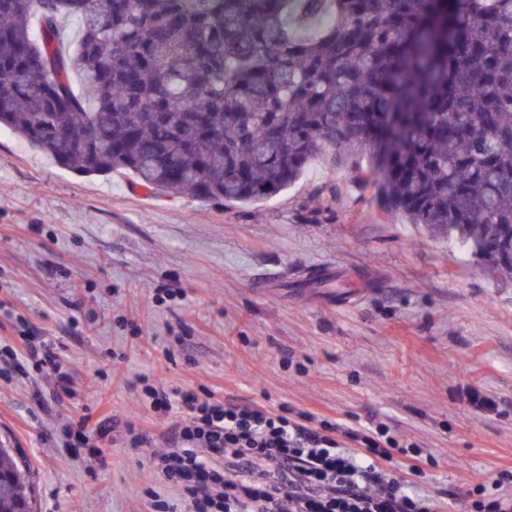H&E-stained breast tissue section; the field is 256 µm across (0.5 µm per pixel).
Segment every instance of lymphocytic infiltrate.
Returning <instances> with one entry per match:
<instances>
[{"label":"lymphocytic infiltrate","instance_id":"obj_1","mask_svg":"<svg viewBox=\"0 0 512 512\" xmlns=\"http://www.w3.org/2000/svg\"><path fill=\"white\" fill-rule=\"evenodd\" d=\"M33 364L45 374L54 399L73 398L72 371L63 370L52 344L22 333L0 339V373ZM152 417L170 425L161 438L127 421L126 447L149 450L150 478L144 489L161 512L175 495L186 512H437L435 498L409 491L422 476L424 450L400 443L385 425L368 428L294 412L270 410L254 401L225 400L210 390L167 387L144 375L130 383ZM111 415L83 414L63 428L66 448H83L110 433ZM408 460L398 471L396 459ZM512 470L491 484H477L464 501L467 512H512Z\"/></svg>","mask_w":512,"mask_h":512}]
</instances>
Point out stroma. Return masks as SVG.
I'll return each mask as SVG.
<instances>
[{
    "mask_svg": "<svg viewBox=\"0 0 512 512\" xmlns=\"http://www.w3.org/2000/svg\"><path fill=\"white\" fill-rule=\"evenodd\" d=\"M371 195L348 168L318 162L264 201L158 194L127 172L58 166L0 128V333L33 325L80 389L46 413L32 399L41 376L0 377V444L32 512H152L148 454L113 432L101 466L59 440L100 400L145 421L127 385L137 374L386 423L433 456L411 489L440 512H464L468 489L512 469V278L382 215ZM163 286L184 299L155 303ZM471 388L496 411L475 409Z\"/></svg>",
    "mask_w": 512,
    "mask_h": 512,
    "instance_id": "35a3bbf8",
    "label": "stroma"
}]
</instances>
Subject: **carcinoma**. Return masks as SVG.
<instances>
[{
	"instance_id": "cac0c4a2",
	"label": "carcinoma",
	"mask_w": 512,
	"mask_h": 512,
	"mask_svg": "<svg viewBox=\"0 0 512 512\" xmlns=\"http://www.w3.org/2000/svg\"><path fill=\"white\" fill-rule=\"evenodd\" d=\"M0 127L82 174L229 203L365 156L381 213L512 276V0H0ZM0 472L18 512L6 448Z\"/></svg>"
}]
</instances>
